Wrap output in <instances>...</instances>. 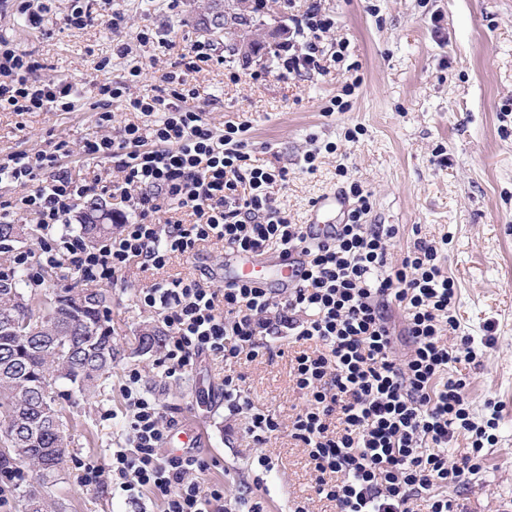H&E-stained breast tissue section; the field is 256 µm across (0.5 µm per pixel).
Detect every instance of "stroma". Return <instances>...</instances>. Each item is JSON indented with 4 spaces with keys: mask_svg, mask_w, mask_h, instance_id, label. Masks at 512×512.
Instances as JSON below:
<instances>
[{
    "mask_svg": "<svg viewBox=\"0 0 512 512\" xmlns=\"http://www.w3.org/2000/svg\"><path fill=\"white\" fill-rule=\"evenodd\" d=\"M206 3L183 0L174 14L162 0L150 8L143 0H119L125 16L119 29L96 19L78 30L63 22L66 0H52L49 38L27 27L15 7L1 10L0 36L32 51L47 75L75 84L83 97L72 112H0V155L50 150L62 140L75 147L95 133L93 83L122 80L137 65L145 85H154L158 69L177 61L178 49L200 40L193 22ZM322 6L336 21L324 46L341 38L348 43L342 62L305 80L285 79L267 52L228 55L190 74L196 103L216 128L230 119L249 121L253 157L287 167L288 182L276 195L293 223H307L317 198L341 191L352 178L370 195L364 223L398 229L389 263H400L416 235L441 243L443 269L457 283L459 331L482 346L474 362L456 363L452 373L469 382L476 422L489 419L487 401L500 406L496 444L484 449L480 474L456 493L466 512H512V0H322ZM144 25L175 41V49L137 45ZM118 39L131 43V54L96 71ZM231 68L238 82L227 79ZM257 70L264 76L256 80ZM336 97L344 110L331 111ZM313 136L336 150L321 153L311 175L301 158ZM342 168L347 177L339 176ZM152 282L151 273L134 266L109 285L106 315L118 357L95 397L60 401L72 434L66 469L47 488L26 467L0 482V512H19L20 497L30 490L43 491L57 512H162L152 495L131 503L122 491L90 490L80 480L82 464L107 463L119 443L112 417L125 411L123 384L133 368L177 421L169 447H179L178 432L199 430L198 450L212 462L207 480L223 483L229 498L240 484H253L255 450L244 437V418L224 408L223 360L200 358L173 380L163 377L157 353L134 354L140 328L160 323L135 298ZM277 345L282 355L245 368L243 386L258 407L285 419L304 399L289 377L287 339ZM264 451L274 464L267 512H287L290 500L304 498L310 512H334L332 503L315 497L306 454L288 433L271 438Z\"/></svg>",
    "mask_w": 512,
    "mask_h": 512,
    "instance_id": "obj_1",
    "label": "stroma"
}]
</instances>
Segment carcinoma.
Returning <instances> with one entry per match:
<instances>
[{
  "instance_id": "carcinoma-1",
  "label": "carcinoma",
  "mask_w": 512,
  "mask_h": 512,
  "mask_svg": "<svg viewBox=\"0 0 512 512\" xmlns=\"http://www.w3.org/2000/svg\"><path fill=\"white\" fill-rule=\"evenodd\" d=\"M228 11H218V0L196 25L214 37H233L236 29H252L249 52L263 48L260 25L225 0ZM112 211L92 205L82 229L88 238L112 231ZM24 233L19 224H0V250ZM29 282L21 274L0 277V469L15 461L26 463L41 484L58 480L69 447L67 421L58 400L74 392H95L111 373L118 351L105 312L109 296L96 288L26 295ZM165 334L144 329L134 352L158 351ZM22 512H48L45 497L22 496Z\"/></svg>"
}]
</instances>
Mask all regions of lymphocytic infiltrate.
<instances>
[{"label":"lymphocytic infiltrate","instance_id":"obj_1","mask_svg":"<svg viewBox=\"0 0 512 512\" xmlns=\"http://www.w3.org/2000/svg\"><path fill=\"white\" fill-rule=\"evenodd\" d=\"M97 17L113 29L124 20L114 0H70L64 21L81 29ZM292 22L287 52L277 57L280 76L321 72V36L333 27L332 18L319 0H308ZM222 61L213 43L199 41L153 90L143 89L136 66L125 81L94 83L97 132L76 150L87 160H111L110 178L73 180L62 163L74 150L65 140L50 150L1 156L0 185L20 192L0 195V224L30 215L43 235L36 249L5 251L0 274L20 272L38 286L43 270L63 260L82 284H114L131 265L158 271L205 245L242 255L297 252L300 281L283 297L273 288L216 286L200 277L171 276L139 289V305L156 311L165 327L164 377L182 378L202 356L221 358L228 367L273 356L274 336L316 344V351L298 352L290 370L305 399L291 417L290 435L306 450L315 494L334 502L336 512H415L418 500L426 512H463L450 491L481 471L497 423L471 420L467 382L450 372L452 363L476 359L477 352L468 336L452 346L442 341L459 323L453 314L457 286L443 271L438 248L416 238L400 265L388 268L397 229L363 223L369 196L355 180L349 193L357 205L330 240L292 223L274 192L286 184L288 171L252 160L249 122L228 121L219 130L203 109L189 105L198 96L189 73ZM41 68L32 51L0 36V112L75 111L80 91L65 79L39 77ZM116 101L149 116L150 124L115 125ZM101 193L127 204L113 215L115 233L92 243L60 232L77 201L89 203ZM174 209L189 212L190 221L171 217ZM392 305L404 320L399 334L386 314ZM402 338L408 343L403 354ZM141 381L139 370L125 375L126 445L113 449L107 464H87L84 485L110 482L130 498L150 493L163 512H228L232 505L264 512L243 490L226 503L223 484L205 483L210 463L200 453L166 449L172 422ZM224 407L245 414L244 436L258 449V464L272 471L261 449L280 432L278 416L258 408L237 375L224 378ZM462 432L470 434L472 448L449 458L448 445Z\"/></svg>","mask_w":512,"mask_h":512}]
</instances>
